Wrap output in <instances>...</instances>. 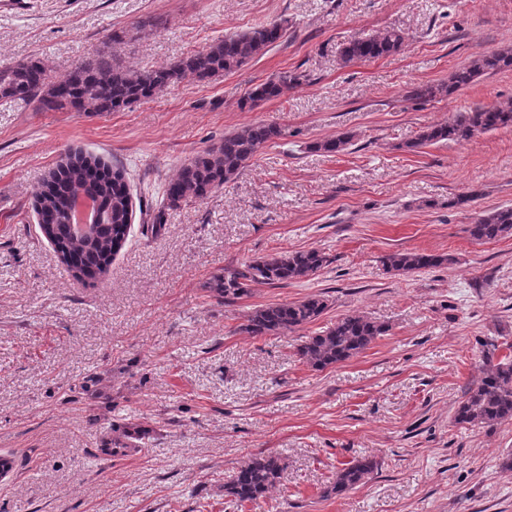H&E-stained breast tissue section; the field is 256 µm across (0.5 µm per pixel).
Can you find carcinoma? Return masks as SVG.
<instances>
[{
	"mask_svg": "<svg viewBox=\"0 0 512 512\" xmlns=\"http://www.w3.org/2000/svg\"><path fill=\"white\" fill-rule=\"evenodd\" d=\"M281 36L278 24L261 25L228 35L202 51L150 71L121 64L109 49L97 52L57 79L50 77L48 65L42 60L18 61L0 66V100L29 102L37 112H112L148 99L186 75L205 82L232 73L265 54ZM403 44L404 36L395 30L357 37L344 44L340 59L345 64L378 59L399 52ZM506 70H512V50L479 54L469 65L457 69L446 84L413 86L408 99L424 104L455 93L486 71ZM302 80L301 74L285 72L255 86L245 101L255 104L279 97ZM501 128H512V102L478 105L459 112L445 124L422 129L406 143V148L415 151L440 141L468 142ZM282 135L280 126L266 121L225 135L222 142L181 165L166 189L167 205L177 207L183 202L205 199ZM351 142L352 134L346 132L316 142L311 148L337 154ZM80 193L95 203L97 221L77 230L71 225V203ZM34 209L43 221V235L67 270L81 282L105 273L113 256L128 242L133 203L125 177L120 169L109 168L95 157L75 153L60 162L36 193ZM469 234L478 242L511 235L512 207L480 212L470 224ZM444 261L441 256L408 252L392 253L385 257L384 264L390 271L408 273ZM327 262L328 257L316 249L268 254L213 276L205 289L231 304L249 296L259 284L286 286L306 280ZM327 307L328 300L320 295L269 304L246 315L239 330L250 336L292 333L317 320ZM385 333L384 325L367 316L349 314L320 333L305 337L297 347V355L311 368L325 370L363 352ZM497 350L495 343H489L479 379L467 387L455 412L457 423L487 427L512 420V351L498 355ZM284 469L285 461L280 455L258 454L224 483V496L236 505L256 500L277 484ZM375 469L376 461L364 457L339 470L328 492H349L363 484Z\"/></svg>",
	"mask_w": 512,
	"mask_h": 512,
	"instance_id": "carcinoma-1",
	"label": "carcinoma"
}]
</instances>
